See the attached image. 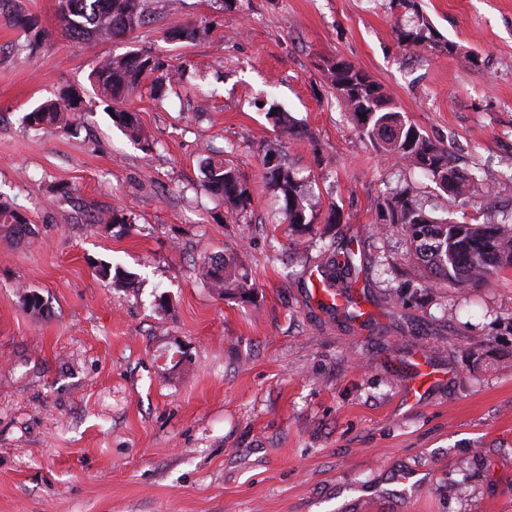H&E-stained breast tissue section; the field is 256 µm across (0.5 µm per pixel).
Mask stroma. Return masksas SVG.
Returning <instances> with one entry per match:
<instances>
[{
  "label": "stroma",
  "instance_id": "stroma-1",
  "mask_svg": "<svg viewBox=\"0 0 512 512\" xmlns=\"http://www.w3.org/2000/svg\"><path fill=\"white\" fill-rule=\"evenodd\" d=\"M152 2L156 23L92 47L68 38L58 0H19L27 32L0 16V197L32 227L0 236V512H512V268L424 287L406 241L378 229L383 194L410 184L434 216L475 211L376 151L325 76L367 73L511 208L512 0ZM419 13L435 36L420 48L401 37ZM179 24L209 33L167 40ZM141 49L189 69L135 98L143 145L89 81ZM67 85L84 98L70 128L24 125ZM273 104L298 136L278 140ZM212 146L233 149L247 222L202 188ZM273 150L310 182V230L279 221ZM115 207L134 224H98ZM346 251L368 325L314 297ZM206 254L234 256L255 295L203 285ZM420 350L440 375L416 395Z\"/></svg>",
  "mask_w": 512,
  "mask_h": 512
}]
</instances>
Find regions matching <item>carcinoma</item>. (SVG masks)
Segmentation results:
<instances>
[{
    "label": "carcinoma",
    "mask_w": 512,
    "mask_h": 512,
    "mask_svg": "<svg viewBox=\"0 0 512 512\" xmlns=\"http://www.w3.org/2000/svg\"><path fill=\"white\" fill-rule=\"evenodd\" d=\"M60 19L69 38L94 43L131 34L155 21L150 0H59ZM10 16L14 26L30 30L33 24L22 14L16 0H0V12ZM165 35L170 40L196 41L206 29L192 25H175ZM403 40L422 46L431 41V28L426 18L417 17L413 29L402 33ZM327 78L336 99L351 113L360 134L387 155L400 159V165L424 172L444 194L466 204L477 206L483 221L458 222L437 218L428 213L417 193L406 187L384 199L380 220L399 228L409 250L433 276V285L464 287L505 268L512 267V212L498 215L487 201L481 170H462L453 165L448 148L433 141L418 128L407 123L368 74L345 62L326 68ZM185 71L172 73L164 64L146 52L128 53L100 61L90 77L100 94L113 104L112 115L126 129L128 136L142 140V130L135 114L125 108L133 97L149 87L156 94L166 82ZM72 90L65 89L53 99L44 101L27 112L25 123L34 129L42 125L67 123L69 108L65 101ZM267 115L274 118L281 137L299 134L287 113L272 105ZM226 150H214L206 162L204 189L221 198L225 212L237 222H245L252 198L239 179L235 167L224 162ZM264 179L278 203L282 222L304 231L313 224L312 207L303 189L304 178L290 166L266 156ZM31 232L27 217L12 204L0 202V233L20 240ZM197 271L209 287L219 295L247 298L257 288L251 275L236 259L208 256ZM355 271L353 256L344 255L341 268L330 258L321 270L327 287L335 286L336 274L347 276Z\"/></svg>",
    "instance_id": "1"
}]
</instances>
